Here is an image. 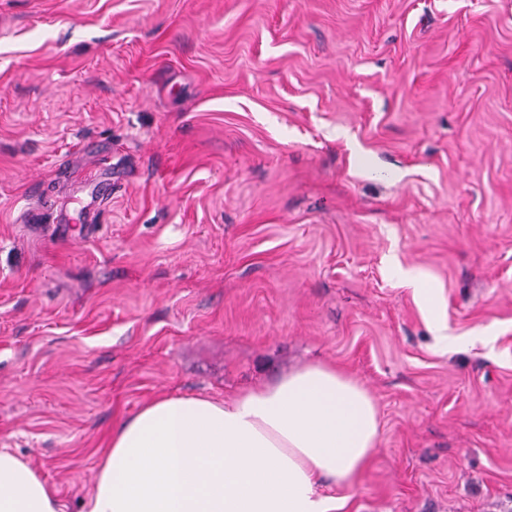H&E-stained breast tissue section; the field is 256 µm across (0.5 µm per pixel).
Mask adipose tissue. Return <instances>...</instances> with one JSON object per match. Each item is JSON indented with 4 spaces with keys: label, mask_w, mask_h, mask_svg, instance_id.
<instances>
[{
    "label": "adipose tissue",
    "mask_w": 512,
    "mask_h": 512,
    "mask_svg": "<svg viewBox=\"0 0 512 512\" xmlns=\"http://www.w3.org/2000/svg\"><path fill=\"white\" fill-rule=\"evenodd\" d=\"M381 438L370 391L320 362L227 401L160 396L113 427L83 512H338ZM0 512H64L4 448Z\"/></svg>",
    "instance_id": "1"
}]
</instances>
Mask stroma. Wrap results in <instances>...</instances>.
Here are the masks:
<instances>
[{
	"mask_svg": "<svg viewBox=\"0 0 512 512\" xmlns=\"http://www.w3.org/2000/svg\"><path fill=\"white\" fill-rule=\"evenodd\" d=\"M310 360L381 414L342 512H512V0H0V448L82 512Z\"/></svg>",
	"mask_w": 512,
	"mask_h": 512,
	"instance_id": "1",
	"label": "stroma"
}]
</instances>
